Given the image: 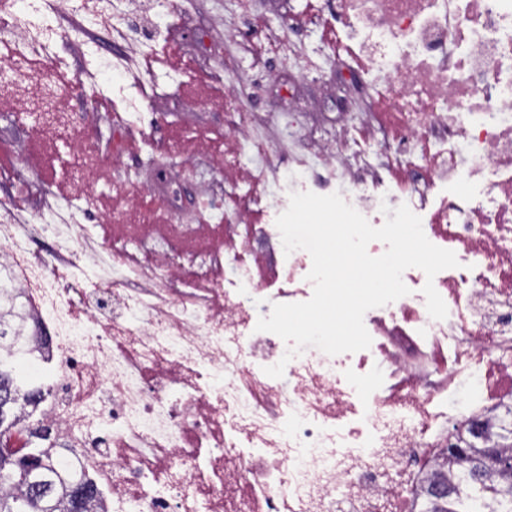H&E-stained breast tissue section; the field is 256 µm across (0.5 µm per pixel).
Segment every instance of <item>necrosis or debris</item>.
I'll return each instance as SVG.
<instances>
[{"instance_id":"4bbe7bcc","label":"necrosis or debris","mask_w":512,"mask_h":512,"mask_svg":"<svg viewBox=\"0 0 512 512\" xmlns=\"http://www.w3.org/2000/svg\"><path fill=\"white\" fill-rule=\"evenodd\" d=\"M343 32L369 58L372 85L387 83L396 126L365 113L338 119L319 147L337 193L375 227L385 208L428 211L427 239L458 267L433 281L448 316L432 319L417 268L408 295L368 310V349L328 355L306 348L284 379L282 339L256 328L252 296L268 304L313 294L308 252L285 258L289 287L275 288L265 256L281 246L273 224L224 229L168 225L134 235L59 225L33 201L23 224L0 214V265L50 338L48 358L15 361L50 389L43 422L95 482L106 512H415L413 491L439 449L472 417L512 426V0H331ZM91 0H0L15 51L0 85L29 80L30 57L58 36L55 18L90 14ZM398 172L397 191L362 175L371 143ZM431 173L420 178L412 159ZM452 192L427 209L437 186ZM191 247L174 252L170 234ZM52 241L35 255L34 238ZM125 265L103 288L97 252ZM225 265L222 278L213 267Z\"/></svg>"}]
</instances>
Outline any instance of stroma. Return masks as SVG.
I'll use <instances>...</instances> for the list:
<instances>
[{"instance_id": "35a3bbf8", "label": "stroma", "mask_w": 512, "mask_h": 512, "mask_svg": "<svg viewBox=\"0 0 512 512\" xmlns=\"http://www.w3.org/2000/svg\"><path fill=\"white\" fill-rule=\"evenodd\" d=\"M122 7L124 23L105 29L58 18L57 44L34 62L65 89L53 111H45L32 83L0 89V203H13L20 217L28 215L33 186L45 204L67 196L81 206L75 181L90 173L88 223L107 216L116 224L167 223L162 201L145 194L134 206L110 209L116 193H133V180L162 160L180 176L186 223H210L216 204L225 223L248 212L254 223L267 224L272 216L256 199L287 192L289 165L335 137L337 113L356 120L371 108L367 90L354 80L358 58L344 37H327L336 22L325 0H173L166 9L155 0H123ZM91 43L129 60L122 78L141 97L133 128L124 126L119 109L84 118L110 98L106 76L86 77ZM173 47L180 61L169 58ZM287 56L298 68L284 64ZM240 110L253 113L256 138L272 148L270 169L246 184L237 174L256 162L247 144L228 136ZM76 134L87 139L84 151L69 146Z\"/></svg>"}]
</instances>
